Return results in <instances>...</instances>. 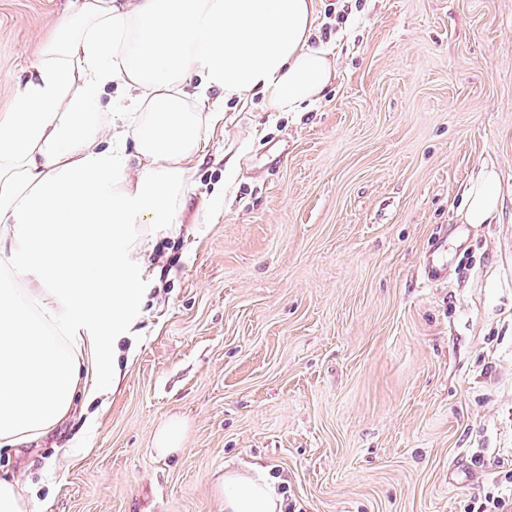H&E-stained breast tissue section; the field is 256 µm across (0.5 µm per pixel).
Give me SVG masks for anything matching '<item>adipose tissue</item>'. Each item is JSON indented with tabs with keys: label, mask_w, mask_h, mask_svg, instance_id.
<instances>
[{
	"label": "adipose tissue",
	"mask_w": 512,
	"mask_h": 512,
	"mask_svg": "<svg viewBox=\"0 0 512 512\" xmlns=\"http://www.w3.org/2000/svg\"><path fill=\"white\" fill-rule=\"evenodd\" d=\"M316 0H76L16 108L0 113V447L52 430L79 395L117 384L137 319L143 255L178 223L206 129L208 91L261 94L298 112L335 75L312 43ZM120 80L131 110L104 111ZM500 183L481 167L462 223H495ZM224 512H281L259 470L225 466Z\"/></svg>",
	"instance_id": "1"
}]
</instances>
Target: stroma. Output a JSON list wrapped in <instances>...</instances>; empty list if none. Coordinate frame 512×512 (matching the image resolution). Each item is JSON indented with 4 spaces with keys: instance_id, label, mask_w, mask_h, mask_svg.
<instances>
[{
    "instance_id": "stroma-1",
    "label": "stroma",
    "mask_w": 512,
    "mask_h": 512,
    "mask_svg": "<svg viewBox=\"0 0 512 512\" xmlns=\"http://www.w3.org/2000/svg\"><path fill=\"white\" fill-rule=\"evenodd\" d=\"M69 3L0 0V113ZM348 6L312 37L336 76L303 111L209 92L224 117L147 257L119 387L0 454L32 512H224L229 463L295 512H469L511 486L512 0ZM485 165L499 219L457 235ZM448 229L442 237L436 241V248L432 254L423 262L422 274L426 282H447L448 264L445 261V255L448 251ZM186 422L179 417H170L157 430L154 437V448L161 455L177 453L183 447Z\"/></svg>"
}]
</instances>
